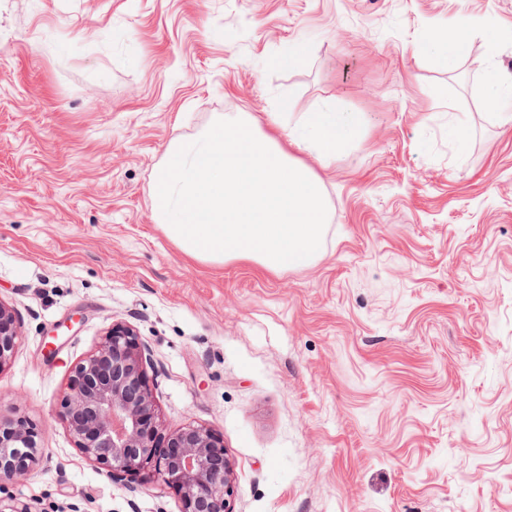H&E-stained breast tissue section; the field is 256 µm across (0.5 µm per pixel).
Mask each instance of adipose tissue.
<instances>
[{
  "mask_svg": "<svg viewBox=\"0 0 512 512\" xmlns=\"http://www.w3.org/2000/svg\"><path fill=\"white\" fill-rule=\"evenodd\" d=\"M362 119L355 112H314L290 124L288 141L318 160L336 156L357 136Z\"/></svg>",
  "mask_w": 512,
  "mask_h": 512,
  "instance_id": "ef3b65f1",
  "label": "adipose tissue"
}]
</instances>
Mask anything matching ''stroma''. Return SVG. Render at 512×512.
<instances>
[{
    "mask_svg": "<svg viewBox=\"0 0 512 512\" xmlns=\"http://www.w3.org/2000/svg\"><path fill=\"white\" fill-rule=\"evenodd\" d=\"M457 23L469 49L440 64L420 38ZM493 68L512 73V0H0V299L21 323L0 417L42 450L16 501L179 512L162 482H112L61 417L73 368L123 322L152 351L163 430L221 440L232 512H512V122ZM326 109L363 125L304 158L329 207L315 264L202 263L155 222L173 140L244 112L292 154L289 121Z\"/></svg>",
    "mask_w": 512,
    "mask_h": 512,
    "instance_id": "stroma-1",
    "label": "stroma"
}]
</instances>
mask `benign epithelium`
Wrapping results in <instances>:
<instances>
[{
  "mask_svg": "<svg viewBox=\"0 0 512 512\" xmlns=\"http://www.w3.org/2000/svg\"><path fill=\"white\" fill-rule=\"evenodd\" d=\"M18 323L0 300V369L14 356ZM150 352L136 330L114 324L70 376L63 404L76 448L112 479H157L180 498V512H232L231 470L210 429L164 434L149 384ZM42 454L35 433L0 419V494L26 477Z\"/></svg>",
  "mask_w": 512,
  "mask_h": 512,
  "instance_id": "benign-epithelium-1",
  "label": "benign epithelium"
}]
</instances>
